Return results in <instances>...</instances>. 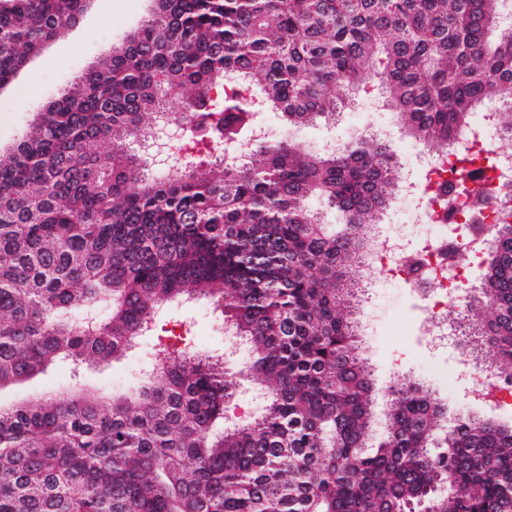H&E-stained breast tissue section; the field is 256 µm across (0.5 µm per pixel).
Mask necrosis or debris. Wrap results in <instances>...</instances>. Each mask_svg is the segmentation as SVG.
I'll use <instances>...</instances> for the list:
<instances>
[{
    "label": "necrosis or debris",
    "mask_w": 512,
    "mask_h": 512,
    "mask_svg": "<svg viewBox=\"0 0 512 512\" xmlns=\"http://www.w3.org/2000/svg\"><path fill=\"white\" fill-rule=\"evenodd\" d=\"M507 137V132L495 121L493 111L479 113L476 125L462 132L447 151L422 160L421 165L427 171L424 184L409 180L402 186L389 218L420 224L419 240L427 264L418 277L407 278L403 269L409 254L407 236L389 232L382 224L375 230L368 262L388 269L393 282H409L425 296L426 334L432 346H440L449 336L457 334L458 329L449 318L466 314L470 301L466 286L491 247L490 240L480 235L460 236L456 241H449L447 219L458 223H512V152L499 148ZM463 151L491 158L493 164L482 173L473 167L462 168L458 155ZM441 177L457 188L448 213L428 198L431 185ZM478 181L487 187V196L481 202L459 190L460 185ZM449 249L454 255L448 259L444 253ZM455 371L466 383L468 402L486 401L495 411L505 407L512 409V386L497 381L491 368L477 354L462 350Z\"/></svg>",
    "instance_id": "4bbe7bcc"
}]
</instances>
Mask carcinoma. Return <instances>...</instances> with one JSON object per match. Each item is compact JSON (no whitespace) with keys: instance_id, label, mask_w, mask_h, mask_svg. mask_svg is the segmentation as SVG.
Returning a JSON list of instances; mask_svg holds the SVG:
<instances>
[{"instance_id":"carcinoma-1","label":"carcinoma","mask_w":512,"mask_h":512,"mask_svg":"<svg viewBox=\"0 0 512 512\" xmlns=\"http://www.w3.org/2000/svg\"><path fill=\"white\" fill-rule=\"evenodd\" d=\"M87 2L0 0V87ZM509 12L512 0H155L36 113L0 151V392L142 340L155 362L132 396L0 402V512H445L443 485L454 512H512V421L449 427L448 402L406 377L375 412L347 272L397 192L391 143L290 140L336 122L339 89L375 83L427 146L497 100L511 131ZM266 109L282 115L277 135L228 154ZM162 114L187 125L184 166L141 154L145 117ZM484 230L493 246L460 329L512 384V224L451 234ZM184 298L208 300L246 345L258 414L228 422L232 367L161 324Z\"/></svg>"}]
</instances>
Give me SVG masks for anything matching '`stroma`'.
Instances as JSON below:
<instances>
[{"label": "stroma", "instance_id": "obj_1", "mask_svg": "<svg viewBox=\"0 0 512 512\" xmlns=\"http://www.w3.org/2000/svg\"><path fill=\"white\" fill-rule=\"evenodd\" d=\"M151 0H91L78 23L66 34L34 55L13 83L0 92V146L15 143L27 131L35 112L55 96L99 55L108 44L124 39L149 14ZM393 113L382 107H368L365 102L344 111L335 124H316L292 129L293 142L318 149L328 143L349 140L353 130L387 126ZM375 300L373 332L368 336L367 356L378 388L391 381L392 371L411 376L419 362L438 368L440 375L433 390L443 393L453 385L452 369L459 343H449L440 350L427 348L416 328L423 318L422 298L411 287H398L385 276L374 277ZM175 321L190 323L192 341L199 351L223 352L225 359L243 367L247 356L237 350L231 337L214 330L218 312L206 301H188L167 310ZM149 364V350L140 347L111 365H92L82 379H73L69 370L56 366L46 374L12 390L15 398L35 397L47 392L66 390L82 384L123 393L140 385Z\"/></svg>", "mask_w": 512, "mask_h": 512}]
</instances>
